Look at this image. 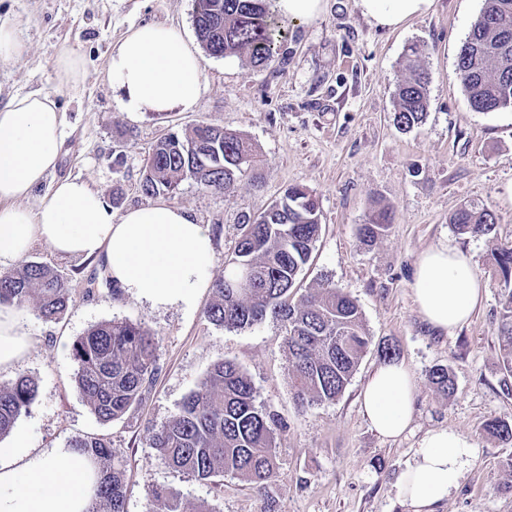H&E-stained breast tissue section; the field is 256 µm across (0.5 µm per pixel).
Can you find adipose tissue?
Instances as JSON below:
<instances>
[{"mask_svg": "<svg viewBox=\"0 0 512 512\" xmlns=\"http://www.w3.org/2000/svg\"><path fill=\"white\" fill-rule=\"evenodd\" d=\"M364 17L394 29L429 11L432 0H356ZM108 79L127 112L194 111L204 84L199 51L171 26L131 28L112 47ZM62 115L39 91L17 94L0 106V266L21 260L42 242L56 253L104 258L112 283L154 307L194 305L215 260L209 225L176 205L157 201L114 216L101 193L81 178L55 183L36 207L27 201L59 161ZM471 256L432 246L416 260L412 296L423 320L451 334L470 321L483 298ZM31 346L17 311L0 308V370ZM414 376L401 361L377 367L361 394L362 412L384 439L407 430ZM468 437L437 429L419 441L403 471L400 496L412 512H437L460 486L472 457ZM96 474L76 450L29 448L23 434L0 446V512H87Z\"/></svg>", "mask_w": 512, "mask_h": 512, "instance_id": "ef3b65f1", "label": "adipose tissue"}]
</instances>
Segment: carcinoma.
<instances>
[{
    "mask_svg": "<svg viewBox=\"0 0 512 512\" xmlns=\"http://www.w3.org/2000/svg\"><path fill=\"white\" fill-rule=\"evenodd\" d=\"M197 39L208 56H237L262 66L277 53L281 24L270 0H196ZM423 51L414 46L407 74L395 91L394 121L409 129L426 115L430 73ZM457 69L470 107L489 113L512 107V0H485L462 42ZM254 144L242 134L199 123L182 133L169 131L145 159L141 191L173 193L189 178L205 189L233 194L240 175L259 166ZM390 212L375 210L359 230L360 241L374 242L388 229ZM460 234L482 235L492 243L494 270L503 287L497 337L503 368L512 374V243L492 236L496 214L485 205L468 204L452 218ZM236 248L213 284L207 319L218 327L243 329L271 318L282 323L299 405L332 402L351 380L369 345L361 309L342 289L323 284L296 294L300 273L321 232L320 208L304 186L288 187L282 197L255 218L246 217ZM35 302L46 321L68 309V287L48 265L29 262L0 275V305ZM78 388L92 414L102 422L119 420L140 406L155 383L156 341L146 328L105 322L90 328L74 345ZM444 394L455 390L445 366L428 373ZM36 397V382L18 377L0 386V438ZM283 428L277 414L258 402L251 378L234 362L219 361L181 403L177 412L149 439V447L172 468L210 481L226 474L241 477L258 493L267 492L276 468L275 434ZM484 430L512 443V422L492 418ZM67 447L87 455L100 479L87 512H126L127 484L122 460L102 438H74ZM150 503L162 512H187L172 490L149 485Z\"/></svg>",
    "mask_w": 512,
    "mask_h": 512,
    "instance_id": "carcinoma-1",
    "label": "carcinoma"
}]
</instances>
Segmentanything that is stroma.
Here are the masks:
<instances>
[{"mask_svg":"<svg viewBox=\"0 0 512 512\" xmlns=\"http://www.w3.org/2000/svg\"><path fill=\"white\" fill-rule=\"evenodd\" d=\"M484 0H434L431 11L394 30L379 29L355 0H326L321 18L286 22L277 53L262 66L245 59L208 57L195 111L124 112L107 79L113 44L134 26L163 23L195 39V0H0V15L20 22L27 51L0 61V104L20 93L52 94L64 116L60 160L34 193L42 199L66 177L86 180L114 216L148 204L140 190L145 158L168 131L200 122L249 138L262 163L237 183L232 197L183 180L168 203L183 207L212 231L210 280L224 275L240 237L243 216H257L293 185L307 187L321 211V234L300 285L330 283L354 297L371 344L335 401L298 408L288 365L285 330L265 321L245 329L219 328L205 311L204 289L193 307L155 308L112 285L103 261L59 255L41 242L26 258L49 265L67 284L72 302L57 321L34 304L20 307L31 347L0 385L26 375L37 395L15 424L32 448H59L75 437H102L125 462L127 512H147L145 489L165 486L187 508L215 512H407L400 476L426 432L449 428L473 444L471 467L440 512H512V472L502 467L512 445L484 430L493 417L512 420V375L502 365L496 336L501 282L487 237L458 234L452 216L475 202L492 209L499 240L512 241V109L473 111L461 85L457 54ZM421 46L431 83L425 119L402 130L394 122V94L405 73L406 51ZM85 59L83 82L59 87L54 59L60 46ZM392 222L373 245L359 240L371 210ZM445 244L472 255L485 289L471 321L452 334L434 332L413 301L415 262ZM148 328L158 341L159 373L146 401L123 419L100 422L76 383L74 345L102 322ZM393 345L416 382L409 429L380 437L361 412L360 393ZM221 360L237 363L260 401L279 415L276 469L266 494L228 475L222 485L168 466L148 438ZM450 367L456 388L438 392L428 382L435 366Z\"/></svg>","mask_w":512,"mask_h":512,"instance_id":"stroma-1","label":"stroma"}]
</instances>
